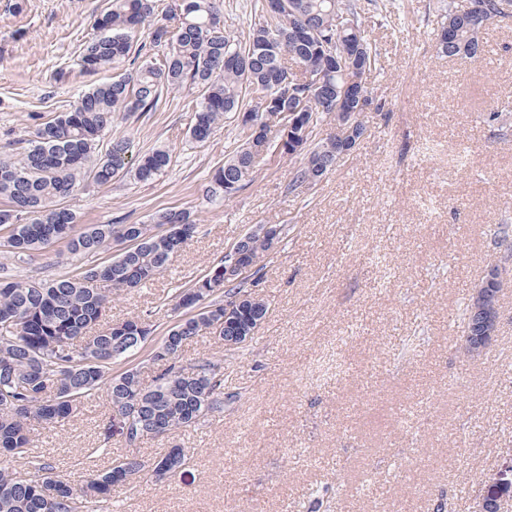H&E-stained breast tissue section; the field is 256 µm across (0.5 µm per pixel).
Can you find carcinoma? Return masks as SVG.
<instances>
[{
	"label": "carcinoma",
	"instance_id": "1",
	"mask_svg": "<svg viewBox=\"0 0 512 512\" xmlns=\"http://www.w3.org/2000/svg\"><path fill=\"white\" fill-rule=\"evenodd\" d=\"M511 7L512 0H485L481 13L470 18L448 4L440 52L481 58L480 34L511 16ZM338 11L355 21L357 31L337 32ZM296 17L311 38L291 34ZM94 25L99 34L85 42L76 66L86 74L120 66L125 72L87 88L69 112L47 121L32 116L27 146L0 159V231H8L3 247L18 260L62 240L68 253L79 256H95L114 241L125 248L103 266L49 282L19 279L0 266V457L27 463L23 469L0 466V512H89L88 504L108 500L115 484L131 474L162 480L182 468L190 460L183 448L171 449L150 468L122 457L91 471L76 489L52 463L32 459L30 421L61 426L83 399L104 387L110 406L136 408L126 437L131 445L191 427L224 409V392L218 363L203 358L182 364L185 343L204 333L221 345L226 336L253 337L269 311V303L252 294L237 314L224 319V300L213 296L241 294L244 288L224 284L220 262L194 283L198 292L185 288L176 294L175 305L192 315L174 325L154 350L152 360L163 365L153 386H142L134 368L109 374L112 363L141 351L151 333L150 324L141 319L107 320L109 289L132 290L154 280L196 228L190 212L168 209L153 215V232L145 224H93L75 231L76 216L59 207V199L89 178L106 185L129 171L128 138H113L105 155L99 154L112 119L121 112H150L163 92L190 83L200 93L190 132L196 142L209 139L228 113L257 111L253 91L262 93L264 112H289L302 104L304 122H326L343 130L348 123L344 113L312 102L306 78L324 74L333 85L342 80L336 42L352 37L364 47L354 67L371 73L378 64L352 0H281L278 14L241 38L227 31L217 0H177L172 14L164 18L158 17L156 0H113ZM145 29L148 39L142 41L138 34ZM262 142L259 137L252 147L241 146L224 158L213 174L210 197L229 200L246 186L243 179L254 181L252 152L259 151ZM288 148L302 155L293 187L319 180L347 151L340 138L312 144L292 134ZM170 161L162 149L145 153L133 175L150 181ZM240 249L247 264L260 271L268 251L265 240L253 235Z\"/></svg>",
	"mask_w": 512,
	"mask_h": 512
}]
</instances>
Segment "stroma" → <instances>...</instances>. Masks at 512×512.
<instances>
[{
    "label": "stroma",
    "mask_w": 512,
    "mask_h": 512,
    "mask_svg": "<svg viewBox=\"0 0 512 512\" xmlns=\"http://www.w3.org/2000/svg\"><path fill=\"white\" fill-rule=\"evenodd\" d=\"M450 0H388L364 9L379 53L369 81L382 112L368 115L350 156L317 184L291 187L299 158L270 149L249 183L226 203L206 192L215 169L244 142L228 114L203 143L192 140L197 93H164L150 112L115 117L102 146L124 136L133 155L168 151L154 180L127 175L84 182L63 199L76 231L93 224H146L161 209L190 211L196 231L166 272L144 287L112 293L108 318L145 319L144 348L112 365L137 368L144 386L160 370L152 350L183 318L173 297L259 224L284 239L245 290L268 300L255 338L227 351L209 335L183 349L184 363L219 361L224 410L195 426L128 447L104 440L105 391L87 398L64 427L35 428L37 450L80 480L84 449L109 447L153 464L169 449L192 451L177 475L134 479L95 512H304L307 487H327L331 512H475L484 474L512 449V258L494 238L512 225V18L482 40L487 59L439 54L442 7ZM108 0H0V156L27 139L32 115L69 110L78 92L111 81L107 68L79 71ZM496 107L509 117L499 135L485 124ZM467 149L450 169L449 147ZM64 244L0 264L45 281L107 263L65 254ZM506 258L500 330L487 353L466 357L461 309L489 261ZM345 371L319 382L321 365Z\"/></svg>",
    "instance_id": "1"
}]
</instances>
